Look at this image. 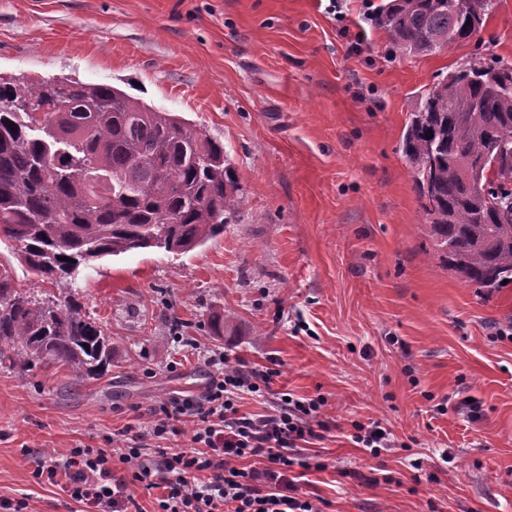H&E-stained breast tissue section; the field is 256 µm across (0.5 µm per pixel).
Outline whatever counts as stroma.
I'll list each match as a JSON object with an SVG mask.
<instances>
[{
    "mask_svg": "<svg viewBox=\"0 0 512 512\" xmlns=\"http://www.w3.org/2000/svg\"><path fill=\"white\" fill-rule=\"evenodd\" d=\"M379 2L0 0L1 79L106 83L178 115L223 143L242 198L189 252L109 257L72 282L37 283L0 241L17 288L74 295L114 342L97 378L0 368V496L66 512L23 449L108 448L148 406L201 393L193 338L277 360L274 390L324 399L298 484L324 512H512V342L494 335L512 284L485 301L441 266L401 150L425 86L512 63V0L451 50L397 56L369 19ZM355 421L391 448L358 447Z\"/></svg>",
    "mask_w": 512,
    "mask_h": 512,
    "instance_id": "1",
    "label": "stroma"
}]
</instances>
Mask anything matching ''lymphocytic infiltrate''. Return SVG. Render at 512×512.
I'll use <instances>...</instances> for the list:
<instances>
[{"instance_id": "obj_1", "label": "lymphocytic infiltrate", "mask_w": 512, "mask_h": 512, "mask_svg": "<svg viewBox=\"0 0 512 512\" xmlns=\"http://www.w3.org/2000/svg\"><path fill=\"white\" fill-rule=\"evenodd\" d=\"M214 368L200 394H173L146 410L149 428L126 429L108 448L78 446L44 455L23 449L37 483L60 487L68 512H322L317 499L300 495L295 468H309L304 443L316 439L321 401L277 397L266 412L244 413L241 394L270 392L275 368L233 366L227 351L211 349ZM189 434L190 450L155 446ZM257 458L252 467L243 458Z\"/></svg>"}]
</instances>
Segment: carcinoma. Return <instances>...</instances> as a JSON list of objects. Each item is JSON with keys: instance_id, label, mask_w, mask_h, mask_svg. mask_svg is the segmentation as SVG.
Masks as SVG:
<instances>
[{"instance_id": "1", "label": "carcinoma", "mask_w": 512, "mask_h": 512, "mask_svg": "<svg viewBox=\"0 0 512 512\" xmlns=\"http://www.w3.org/2000/svg\"><path fill=\"white\" fill-rule=\"evenodd\" d=\"M491 0H383L371 22L392 53L431 55L477 35ZM471 24H466V21ZM512 65L471 62L421 91L402 138L421 231L441 264L488 299L512 284ZM16 131H11V128ZM224 145L109 84L0 82V238L38 281L105 257L187 252L240 208ZM73 262H68V259ZM112 343L74 299H39L0 268V366L103 375Z\"/></svg>"}]
</instances>
